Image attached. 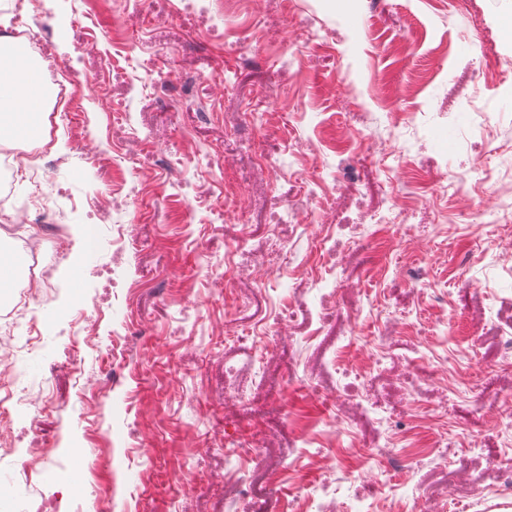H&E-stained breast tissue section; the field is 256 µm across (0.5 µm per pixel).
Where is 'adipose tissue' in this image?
<instances>
[{"label": "adipose tissue", "mask_w": 512, "mask_h": 512, "mask_svg": "<svg viewBox=\"0 0 512 512\" xmlns=\"http://www.w3.org/2000/svg\"><path fill=\"white\" fill-rule=\"evenodd\" d=\"M44 93L28 44L0 57V143L37 139Z\"/></svg>", "instance_id": "1"}]
</instances>
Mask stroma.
<instances>
[{
  "mask_svg": "<svg viewBox=\"0 0 512 512\" xmlns=\"http://www.w3.org/2000/svg\"><path fill=\"white\" fill-rule=\"evenodd\" d=\"M113 0H55L49 20L60 55L73 53V24L109 17ZM179 0H148L134 38L157 40L158 65L167 75L194 72L208 117L180 106L156 112L138 96L112 97L107 76L85 89L87 133L74 141L65 124L54 133L55 155L69 163L52 180L67 222L62 236L40 230L32 239L0 226L5 248L26 264L55 267L47 304L36 306L43 334L26 356L27 379L40 396L13 412L24 447L0 449V512H25L28 499L55 501L59 512H251L275 500L280 512H512V498L497 497L498 464L512 456V418L501 407L512 400V370L502 365L494 329L512 321V278L501 261L512 250L496 224L452 229L446 217L471 208L461 194L439 197L434 223L415 224L400 239L411 261L427 266L419 287L394 279L386 260L365 272L351 255L341 275L323 272L311 238L325 231L326 215L311 209L292 248L259 254L243 282L234 280L229 225L245 223L247 245L267 235L254 206L260 188L288 194V174L303 163L298 148L321 144V182L336 177L334 148L351 113L373 112L366 131L370 152L385 169L366 174L368 202L391 190L410 200L423 167L465 160L468 152L512 150V69L490 71L478 96L495 140L481 145L467 115L434 127L431 102L447 91L464 40L512 57V0H383L368 12L363 0H293V15L313 25L308 50L282 57L295 43V24L279 17L274 0H256L254 21L242 27L224 19V41L204 57L183 52L192 23ZM341 29L344 44L323 39ZM250 56L240 55V47ZM223 57L224 69L208 65ZM131 124L144 121L155 136L128 139L114 149V112ZM418 114L413 133L403 115ZM277 151L271 170L253 163ZM184 152L221 158L219 167L163 172L148 167L152 155ZM203 183L228 216L227 224L188 220L185 186ZM135 186L137 210L99 224L70 208V195L105 196L111 185ZM133 241L116 268L109 310L77 322L98 293L91 274L107 262L112 234ZM474 250L475 262L458 270L455 254ZM299 274L288 278L285 263ZM363 280L357 300L358 334H350V308L325 314L321 302L336 278ZM290 302L295 319L272 337L252 333L274 301ZM77 347L82 372L59 366ZM361 379L358 400L321 420L324 400L351 379ZM422 423L425 452L405 468L388 467L406 443L397 428ZM360 447H353V439ZM279 460L284 475L267 486L253 481L247 442ZM43 453L48 470L20 488L16 461L27 448ZM248 486L250 496L234 489Z\"/></svg>",
  "mask_w": 512,
  "mask_h": 512,
  "instance_id": "1",
  "label": "stroma"
}]
</instances>
